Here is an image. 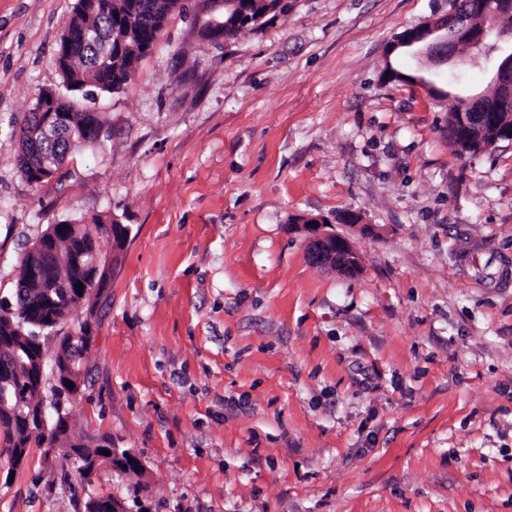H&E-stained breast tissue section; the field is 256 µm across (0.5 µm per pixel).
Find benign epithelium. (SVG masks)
<instances>
[{
    "instance_id": "benign-epithelium-1",
    "label": "benign epithelium",
    "mask_w": 512,
    "mask_h": 512,
    "mask_svg": "<svg viewBox=\"0 0 512 512\" xmlns=\"http://www.w3.org/2000/svg\"><path fill=\"white\" fill-rule=\"evenodd\" d=\"M448 5L445 14L397 36L393 49L450 69L457 65L463 45L472 51L492 49L494 62L488 73L494 93L463 94L457 111L448 114V130L460 153L476 157L501 142L512 145V28L494 22L497 16L512 12V0H467L462 9L456 0H448ZM58 99L56 91L38 94L39 120L25 131L26 137L52 139L68 125L66 114L57 110ZM302 229L312 263L350 276L360 272L359 253L335 225L311 218Z\"/></svg>"
}]
</instances>
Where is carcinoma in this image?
<instances>
[{
	"mask_svg": "<svg viewBox=\"0 0 512 512\" xmlns=\"http://www.w3.org/2000/svg\"><path fill=\"white\" fill-rule=\"evenodd\" d=\"M255 22L245 25L238 11L218 6L212 0L210 6L224 19V28L206 31L211 39L220 37L230 40L238 33L256 29L262 19L275 13L288 12V0H248ZM182 8V0H112V10L107 14H89L84 0H75L69 26H80L88 22L97 24L103 33L112 39L113 46L121 47L118 61L105 63L94 47H76L75 59L66 66H59L62 83L69 96L60 107L69 112L70 125L65 127L58 139L48 143H31L22 136L24 128L39 119L36 108H31L19 129L20 151L16 165L22 177L32 181V168L41 163L46 154H53L59 163L76 150L93 144L103 128L99 113L86 107L76 109L74 96L93 102L99 94L122 91L131 79L138 62L145 57L157 40L158 33L171 13ZM100 235H91L81 224L65 222L54 227L53 233L42 238L41 249L29 255L45 272L41 281L28 277L25 267H20L17 287L12 298L0 303V393L7 392V407L0 406V433L3 434L5 451L10 457L30 456L33 448H75L78 458L72 461L76 470L82 463L96 462L112 465V440L75 436L68 410L58 414L57 421L42 431L37 424L29 423L24 414L30 407L42 402L44 389L33 382L36 371L37 344L34 338L44 330L53 329L68 318L80 294L76 285L92 286L93 275L78 258L100 251V237H112V225L98 224ZM91 339L83 332L80 346H69L70 337L65 336L57 345L53 364L60 372L67 371L66 363L79 368L83 366V355ZM108 454H103V451ZM112 496H88L84 512H108L106 505Z\"/></svg>",
	"mask_w": 512,
	"mask_h": 512,
	"instance_id": "carcinoma-1",
	"label": "carcinoma"
}]
</instances>
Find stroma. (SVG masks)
<instances>
[{
  "mask_svg": "<svg viewBox=\"0 0 512 512\" xmlns=\"http://www.w3.org/2000/svg\"><path fill=\"white\" fill-rule=\"evenodd\" d=\"M74 3L0 0V298L50 225L129 227L67 408L141 469L35 449L0 512H512V144L458 156L450 100L384 77L425 71L386 47L448 0H288L227 41L184 0L35 186L13 130ZM348 212L355 276L298 228Z\"/></svg>",
  "mask_w": 512,
  "mask_h": 512,
  "instance_id": "35a3bbf8",
  "label": "stroma"
}]
</instances>
